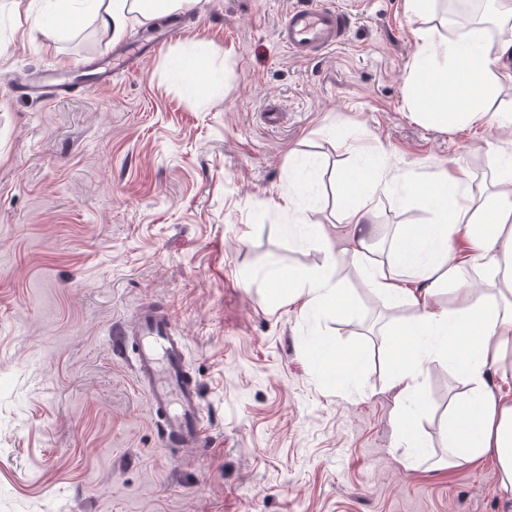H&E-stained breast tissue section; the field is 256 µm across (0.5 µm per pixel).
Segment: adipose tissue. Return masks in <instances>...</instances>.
<instances>
[{
    "mask_svg": "<svg viewBox=\"0 0 512 512\" xmlns=\"http://www.w3.org/2000/svg\"><path fill=\"white\" fill-rule=\"evenodd\" d=\"M189 2L55 0L54 7L65 16L93 15L117 41L131 24H150ZM416 39L404 86L412 114L446 130L486 122L481 101L495 94L497 87L486 82L485 72L493 64L512 80V35L483 50L467 48L460 41L440 49L422 30ZM394 181V176L365 164L338 171L341 222L347 227L342 245L307 224L304 216H296L289 235L319 243L324 262L316 270L273 268L267 301L274 308L297 302L313 313L349 314L356 301L336 278V258L341 253L350 255L374 293L414 311L392 331L389 341L396 442L411 448L414 457L425 455L414 419L427 404L418 400L417 393L430 363L446 360L467 390L448 402V416L441 426L445 453L433 466L454 469L491 458L500 488L512 493V394L503 393L490 380L494 371L502 378L512 377V171L504 173L488 195L474 190L460 166L413 181L411 192L428 202L435 218L427 224L401 225L386 258L380 259L374 245V219L380 196ZM460 231L469 240L478 279L465 277L451 246ZM313 348V365L339 386L367 362L366 352L342 353L322 340Z\"/></svg>",
    "mask_w": 512,
    "mask_h": 512,
    "instance_id": "obj_1",
    "label": "adipose tissue"
}]
</instances>
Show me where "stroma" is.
<instances>
[{
	"label": "stroma",
	"instance_id": "stroma-1",
	"mask_svg": "<svg viewBox=\"0 0 512 512\" xmlns=\"http://www.w3.org/2000/svg\"><path fill=\"white\" fill-rule=\"evenodd\" d=\"M309 0H194L160 54L110 87L75 79L67 97H18L46 66L108 63L151 44L169 16L119 42L83 15L36 28L0 6V512H512L495 465L407 462L392 435L388 333L412 311L375 298L349 256L337 274L359 304L333 319L265 297L270 265L320 268L321 247L291 237L278 202L343 233L333 175L354 161L397 174L380 197L377 238L431 222L408 185L463 166L493 191L497 123L430 127L408 110L404 80L417 29L448 38L438 0H342L336 46L299 59L281 22ZM219 53L197 84L179 55ZM166 306L188 344L208 449L167 448L113 327ZM366 349L344 390L312 365L316 339ZM463 384L433 362L420 396L429 448Z\"/></svg>",
	"mask_w": 512,
	"mask_h": 512
}]
</instances>
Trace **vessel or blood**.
<instances>
[{"label":"vessel or blood","instance_id":"obj_1","mask_svg":"<svg viewBox=\"0 0 512 512\" xmlns=\"http://www.w3.org/2000/svg\"><path fill=\"white\" fill-rule=\"evenodd\" d=\"M351 15L331 4L290 10L283 22L282 41L289 53L304 58L334 46L345 35ZM17 94L51 101L69 93L65 83L47 84L29 77L18 79ZM133 349L134 381L147 396L148 409L162 429L165 446H204L208 430L201 414L196 380L186 367L187 344L175 329L168 309L147 304L131 322L112 332V351Z\"/></svg>","mask_w":512,"mask_h":512}]
</instances>
